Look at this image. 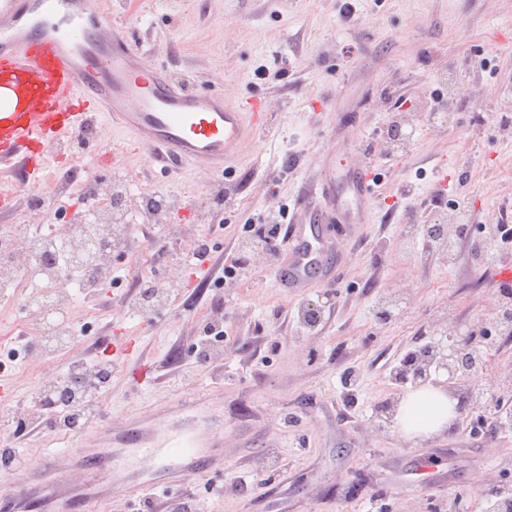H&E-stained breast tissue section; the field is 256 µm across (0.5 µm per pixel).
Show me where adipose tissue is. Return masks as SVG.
Returning a JSON list of instances; mask_svg holds the SVG:
<instances>
[{
    "instance_id": "ef3b65f1",
    "label": "adipose tissue",
    "mask_w": 512,
    "mask_h": 512,
    "mask_svg": "<svg viewBox=\"0 0 512 512\" xmlns=\"http://www.w3.org/2000/svg\"><path fill=\"white\" fill-rule=\"evenodd\" d=\"M457 402L443 390L424 387L402 395L397 426L408 436H429L444 431L457 418Z\"/></svg>"
}]
</instances>
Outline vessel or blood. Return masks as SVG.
Returning <instances> with one entry per match:
<instances>
[{"mask_svg":"<svg viewBox=\"0 0 512 512\" xmlns=\"http://www.w3.org/2000/svg\"><path fill=\"white\" fill-rule=\"evenodd\" d=\"M5 84L21 95L10 112L0 100V167L17 172L32 167L34 145L63 143L82 133L97 112L145 146L151 164L200 165L210 172L235 161L263 123L260 100L232 105L223 93L178 86L165 63L147 62L131 42L112 33L101 0H0V86ZM345 184L351 198L341 205L333 175L322 179L320 202L288 237L290 262L278 274L283 287L331 277L323 227L353 223L376 186L364 167L348 169ZM116 441L132 466L163 471L169 488L224 466L220 455L201 453L190 429L123 424ZM72 467L78 480L32 470L46 492L45 512H92L111 495L110 449H82Z\"/></svg>","mask_w":512,"mask_h":512,"instance_id":"b4317fda","label":"vessel or blood"}]
</instances>
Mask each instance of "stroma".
I'll list each match as a JSON object with an SVG mask.
<instances>
[{"label":"stroma","instance_id":"1","mask_svg":"<svg viewBox=\"0 0 512 512\" xmlns=\"http://www.w3.org/2000/svg\"><path fill=\"white\" fill-rule=\"evenodd\" d=\"M112 22L174 78L196 91L218 90L230 101L263 98L264 124L245 154L221 174L170 171L130 150L123 135L102 126L80 151L88 166L67 159L45 169L64 186L33 208L16 184L0 229L52 224L59 207L80 210L89 189L125 168L147 191L174 204L170 227L155 229L147 253L117 262L123 287L104 282L93 306L94 330L68 355L0 372V400L31 405L53 373L76 358L106 359L112 379L100 395V424L140 420L187 397L213 400L224 425V469L208 475L223 498L200 493L199 512H489V487L512 494V424L469 432L483 409L512 413L500 385L512 378V334L497 329L503 266L476 264L471 245L504 223L512 205V0H111ZM449 76L452 93L441 78ZM438 104L439 126L407 128L402 153L382 148L399 107L419 114ZM298 163L284 169L288 156ZM345 169L373 158L380 181L357 224H331L338 268L331 281L291 291L279 284L285 254L256 257L243 280L215 287L206 269L179 268L181 286L164 310L125 314L127 288L157 278L179 249L210 236L217 257L248 246L252 230L289 209L303 219L315 204L325 161ZM458 201L472 226L452 261L422 259L409 223L435 224ZM318 302L317 331L303 332L297 311ZM399 309L385 322L384 304ZM222 319L221 354L198 363L199 331ZM457 331L484 330L485 375L493 385L486 408L459 414L454 428L404 436L378 410L400 393L390 371L420 333L444 321ZM356 372L359 391L339 418L341 381ZM30 463L45 450L67 469L79 439L50 424L18 445ZM430 462L429 483L405 484L418 460ZM257 482L241 485L243 475Z\"/></svg>","mask_w":512,"mask_h":512}]
</instances>
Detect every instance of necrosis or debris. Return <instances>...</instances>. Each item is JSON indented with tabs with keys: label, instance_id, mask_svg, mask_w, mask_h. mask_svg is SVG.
<instances>
[{
	"label": "necrosis or debris",
	"instance_id": "4bbe7bcc",
	"mask_svg": "<svg viewBox=\"0 0 512 512\" xmlns=\"http://www.w3.org/2000/svg\"><path fill=\"white\" fill-rule=\"evenodd\" d=\"M110 185L111 195L94 198L85 210L65 212L63 223L16 224L0 231V298L16 303L22 313L13 331L25 340L26 355L54 357L73 349L87 333L89 317L69 311L95 283L71 274L73 257L90 259L103 274H112L113 254L129 252L137 227L166 221L163 194L142 190L118 168ZM111 373L108 366L77 360L51 385L58 392L67 378H82L76 400L90 404Z\"/></svg>",
	"mask_w": 512,
	"mask_h": 512
}]
</instances>
